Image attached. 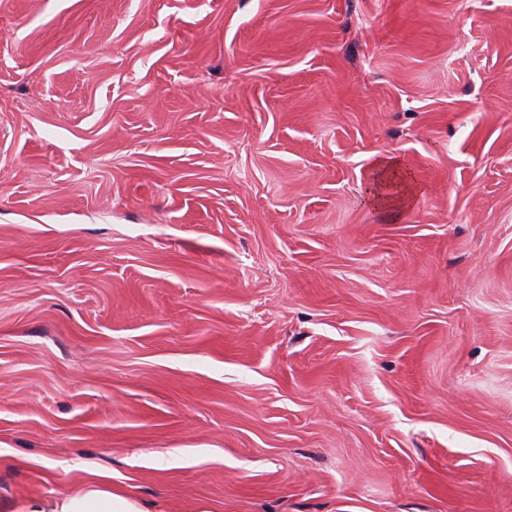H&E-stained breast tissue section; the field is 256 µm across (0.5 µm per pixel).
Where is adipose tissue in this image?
Listing matches in <instances>:
<instances>
[{"mask_svg": "<svg viewBox=\"0 0 512 512\" xmlns=\"http://www.w3.org/2000/svg\"><path fill=\"white\" fill-rule=\"evenodd\" d=\"M392 175L408 182L404 195L395 202L388 201L379 191L380 185ZM407 176L398 157H380L373 162L368 177V202L384 220H397L402 211L421 196V188L408 181ZM12 512H142V509L134 498L113 491L111 474L101 472L90 483L64 490L53 497L15 503Z\"/></svg>", "mask_w": 512, "mask_h": 512, "instance_id": "ef3b65f1", "label": "adipose tissue"}]
</instances>
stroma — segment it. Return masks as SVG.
<instances>
[{
	"instance_id": "1",
	"label": "stroma",
	"mask_w": 512,
	"mask_h": 512,
	"mask_svg": "<svg viewBox=\"0 0 512 512\" xmlns=\"http://www.w3.org/2000/svg\"><path fill=\"white\" fill-rule=\"evenodd\" d=\"M97 472L512 512V0H0V512ZM370 170L368 203L384 220L396 221L401 212L415 204L422 195L421 188L411 180L403 161L396 156L377 158ZM391 175L399 176L407 183L406 192L397 202H389L387 197L379 192V186Z\"/></svg>"
}]
</instances>
